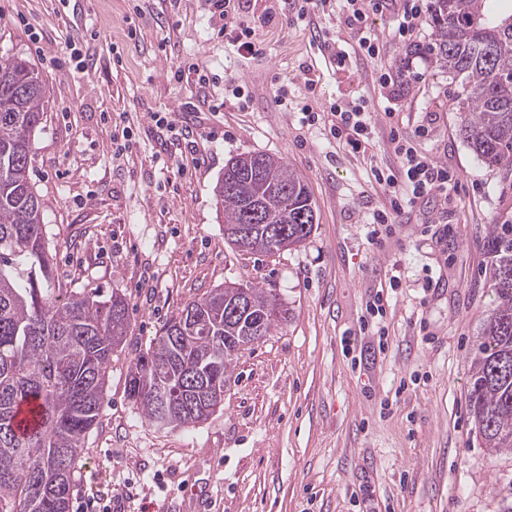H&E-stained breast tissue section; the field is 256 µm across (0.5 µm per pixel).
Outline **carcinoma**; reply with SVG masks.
<instances>
[{"label":"carcinoma","instance_id":"1","mask_svg":"<svg viewBox=\"0 0 512 512\" xmlns=\"http://www.w3.org/2000/svg\"><path fill=\"white\" fill-rule=\"evenodd\" d=\"M497 0H430L429 42L413 54L462 88L460 132L487 166L512 167V15H490ZM46 86L30 61L0 60V512H70L74 475L98 427L112 353L128 336L127 301L96 288H58L45 228V203L31 183L33 137ZM269 171L288 173V199L269 198L266 216L290 229L286 249L307 241L312 201L302 175L258 153ZM215 186L224 225L242 223L249 188ZM485 276L496 295L481 328L467 390L470 415L489 455L512 454V224H492ZM265 319L260 336L288 319L272 291L248 284ZM224 288L188 303L164 323L128 370L126 395L159 430L194 427L224 402L237 342L252 314L224 319ZM194 310L203 326L177 332ZM35 424L21 430L22 405Z\"/></svg>","mask_w":512,"mask_h":512}]
</instances>
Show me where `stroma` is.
Returning a JSON list of instances; mask_svg holds the SVG:
<instances>
[{"mask_svg": "<svg viewBox=\"0 0 512 512\" xmlns=\"http://www.w3.org/2000/svg\"><path fill=\"white\" fill-rule=\"evenodd\" d=\"M208 16L206 0H0V58L29 59L47 88L30 177L56 279L129 305L70 512H196V484L207 512H512V456L485 453L467 410L494 300L485 236L512 218V170L478 160L459 134L457 84L408 56L431 28L389 39L377 62L337 16L298 20L294 0H249L232 19L251 29L257 55L217 36ZM327 36L340 38L344 64L324 50ZM306 101L318 112L365 104L371 158L305 123ZM156 112L192 127L194 146L170 155L175 134L156 127ZM423 124L419 146L461 185L406 210L373 244L369 220L386 195L370 166H396L391 128L411 136ZM258 152L296 169L315 203L310 238L274 257L228 242L214 195L231 158ZM246 281L277 293L287 321L238 354L208 420L156 431L126 396L131 363L185 305ZM382 289L381 338L363 321Z\"/></svg>", "mask_w": 512, "mask_h": 512, "instance_id": "1", "label": "stroma"}]
</instances>
